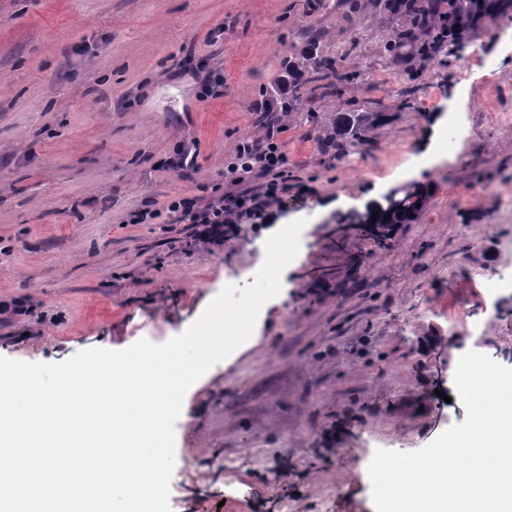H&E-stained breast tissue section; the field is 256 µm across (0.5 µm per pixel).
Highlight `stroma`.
<instances>
[{
    "instance_id": "1",
    "label": "stroma",
    "mask_w": 512,
    "mask_h": 512,
    "mask_svg": "<svg viewBox=\"0 0 512 512\" xmlns=\"http://www.w3.org/2000/svg\"><path fill=\"white\" fill-rule=\"evenodd\" d=\"M316 2L0 0V302L26 308L0 315V356L165 343L225 285L250 283L272 234L305 222L255 343L184 397L171 512H375V450L415 451L465 420L460 354L512 368V299L485 311L491 271L512 261L497 194L512 185V40L413 61L414 80L383 54L396 22L378 0L355 23ZM312 34L361 80L275 113L292 187L264 223L220 247L193 241L168 204L224 192L238 145L266 132L257 105ZM352 111L386 120L336 150L331 125ZM451 114L460 158L438 173L417 157ZM186 149L195 169L166 168ZM393 198L416 209L376 237L366 222ZM145 210L157 219L130 223ZM318 281L328 293L312 294Z\"/></svg>"
}]
</instances>
